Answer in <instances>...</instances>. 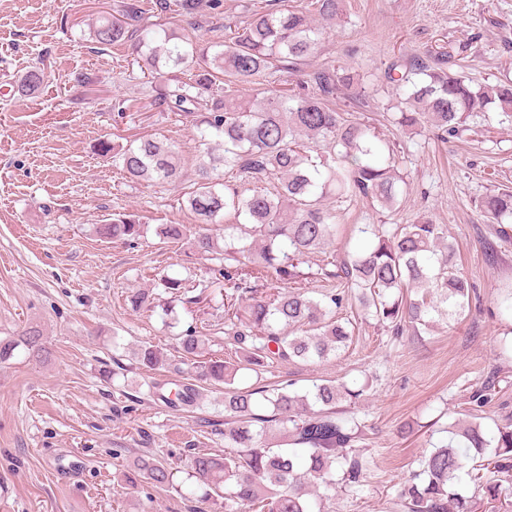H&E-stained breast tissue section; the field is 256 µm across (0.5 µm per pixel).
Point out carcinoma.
<instances>
[{
  "label": "carcinoma",
  "instance_id": "carcinoma-1",
  "mask_svg": "<svg viewBox=\"0 0 512 512\" xmlns=\"http://www.w3.org/2000/svg\"><path fill=\"white\" fill-rule=\"evenodd\" d=\"M196 0H126L120 16H102L92 39L101 46L128 44L149 79L142 89L164 86L169 110L190 120L203 146L194 168V190L186 198L199 224H218L226 213L224 248L204 230L187 238L183 224H163L164 240L189 239L210 260L202 289L224 285V335L245 353L256 375L274 362L323 360L345 348L351 321L342 312L358 302L364 318L396 338L420 336L431 323L470 310L472 288L458 271L454 248L444 244L443 226L429 219L410 224H362L358 247L303 272L305 258L335 234L333 198H349L390 210L407 186L396 154L382 156L376 127L356 122L336 107L338 95L364 100L375 84L350 66L326 64L309 74L328 30L344 22V0H310V6L243 5L244 20L224 39L201 45L161 29L150 15L175 10L194 14ZM190 73L182 79L181 75ZM391 88V123L441 141L457 136L472 112L495 108L512 113V81L477 83L441 57L396 60L383 75ZM98 152L133 182L174 184L185 176L179 150L165 139L143 138ZM488 222L512 219V188H497L480 201ZM129 244L141 225L119 217L100 229ZM281 285L261 288L268 276ZM333 281L321 298L308 296L305 282ZM164 293L182 299L190 289L176 277L160 278ZM27 350L47 359L34 328L22 333ZM208 338L190 326L178 337L181 359L196 364L199 381L224 385L223 460L195 453L191 476L205 486L202 498H224V512H324V501L342 489L355 493L366 482L367 461L357 448L362 425L344 410L365 387L321 379L305 391L288 381L276 388L235 386L241 367L202 356ZM136 359L157 370L170 358L142 345ZM197 390L185 384L168 403L194 404ZM449 438L418 459V470L397 491L401 512H477L486 501L496 512H512V423L487 430L481 423H454ZM481 460L471 479L482 500L455 487L470 457ZM153 488L171 482L168 463L142 457L133 464ZM324 492L315 493V488Z\"/></svg>",
  "mask_w": 512,
  "mask_h": 512
}]
</instances>
